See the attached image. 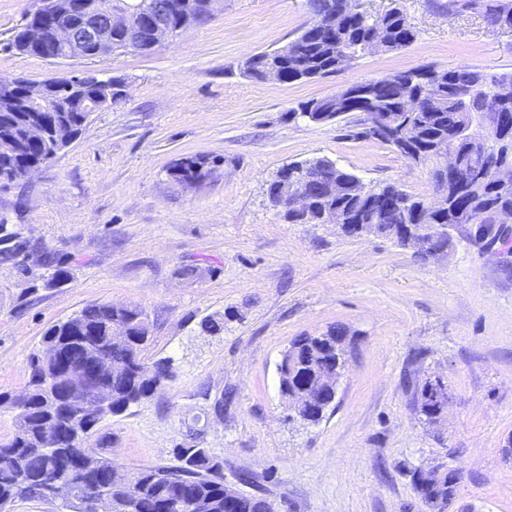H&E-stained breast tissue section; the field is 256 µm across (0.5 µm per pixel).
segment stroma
<instances>
[{
    "instance_id": "obj_1",
    "label": "stroma",
    "mask_w": 512,
    "mask_h": 512,
    "mask_svg": "<svg viewBox=\"0 0 512 512\" xmlns=\"http://www.w3.org/2000/svg\"><path fill=\"white\" fill-rule=\"evenodd\" d=\"M437 0H360L402 10L416 41L341 72L286 84L244 75L252 54L292 41L308 0H213L209 18L151 51L48 61L10 47L40 0H0V77L42 80L96 70L124 96L27 180L0 187V224L65 260L70 279L0 264V392L20 394L45 331L93 303L133 305L152 323L145 360L172 377L151 399L104 418L114 466L178 465L204 448L224 482L274 512H429L410 470L460 472L448 512H512V261L454 238L423 262L411 249L350 237L332 224H290L266 184L285 164L326 158L367 183L432 191L426 168L387 144L356 139L345 119L313 123L299 104L421 65L512 72V32ZM214 157L211 178L174 181L186 156ZM200 268L188 280L179 270ZM223 320L215 334L203 320ZM341 324L353 348L334 404L316 425L288 417L277 365L295 338ZM442 378L448 406L427 423L415 391Z\"/></svg>"
}]
</instances>
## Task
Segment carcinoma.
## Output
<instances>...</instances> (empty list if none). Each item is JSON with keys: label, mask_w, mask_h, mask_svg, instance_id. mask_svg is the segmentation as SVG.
Returning <instances> with one entry per match:
<instances>
[{"label": "carcinoma", "mask_w": 512, "mask_h": 512, "mask_svg": "<svg viewBox=\"0 0 512 512\" xmlns=\"http://www.w3.org/2000/svg\"><path fill=\"white\" fill-rule=\"evenodd\" d=\"M333 14L326 27L304 34L305 46L301 52L275 49L252 56L245 62L244 73L254 79L265 78V72L276 69L282 82L309 80L339 71L364 55L373 52L376 33L383 34L379 50L392 52L409 47L416 34L404 13L398 9L373 15L361 12L342 13L341 0H332ZM442 10L450 15L468 11L480 12L490 29H498L503 22L512 24V0H447ZM432 83L421 78V69L398 72L380 79L355 84L361 95L349 101L330 96L312 99L299 105V111L330 119L348 115L357 132L353 136L365 138L362 118L366 112H389L396 122L418 130L415 164L431 166L430 149L438 142L451 140L471 114L486 117L491 128H496L502 117L512 122V73L491 74L469 66L453 70L427 66ZM465 154V162L458 172L459 187L447 199L437 201L434 195L418 196L399 191L397 204L387 209L373 225L375 236L392 238V231L400 228L417 229L425 224H458L460 213L471 211L472 216L492 215L500 208L512 209V184L504 186L485 182L477 186L467 183L466 173L471 163L479 162L481 153H492L497 160L512 165V137L502 139L492 133L486 144L470 147L458 145ZM288 180L303 186L316 199L317 207L307 217H289L290 224H319L325 205L351 212L359 208L361 195L378 196L395 187L393 183L373 186L364 184L355 174L333 162L318 158L284 165ZM345 179L350 187L340 195H328V178ZM43 264L51 270L49 283L57 286L67 282L70 272L67 263L51 252L42 256ZM145 312L132 306L116 310L104 303L84 307L69 319L51 325L42 337V348L58 350L73 371L88 368V355L82 336H94L102 342L100 357L107 365L102 382L112 394V414H120L133 405L152 398L171 378L170 364L157 360L144 362L142 351L150 340V326L135 327ZM124 319L134 324L128 343H112V322ZM344 335L340 326H333L316 336L294 339L282 357L279 392L290 393L308 389L318 392V375L334 368L336 338ZM45 360L36 355L30 363L29 381L25 398L15 417V431L6 443H0V509L9 508L17 501L44 500L42 484L45 478L56 474L61 467L74 464L72 449L49 450L39 445L42 423L47 416H55L58 424L66 419L53 409V395L45 388L43 376ZM458 475L453 474L435 487L414 484L421 499L435 507L450 503L456 494ZM224 475L221 465L204 448H183L180 465L173 468L155 467L140 472L136 491L128 495L122 491L112 494V501L97 507L95 512H197L195 505L209 504L205 512H268L266 499L238 492L231 504L224 503Z\"/></svg>", "instance_id": "1"}]
</instances>
